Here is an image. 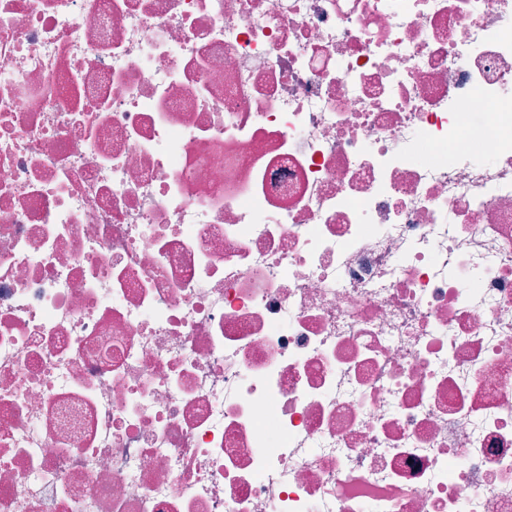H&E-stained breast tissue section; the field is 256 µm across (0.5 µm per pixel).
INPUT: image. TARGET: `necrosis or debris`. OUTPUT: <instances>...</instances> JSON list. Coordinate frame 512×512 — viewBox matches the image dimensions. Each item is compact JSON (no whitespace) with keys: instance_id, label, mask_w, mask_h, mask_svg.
I'll use <instances>...</instances> for the list:
<instances>
[{"instance_id":"1","label":"necrosis or debris","mask_w":512,"mask_h":512,"mask_svg":"<svg viewBox=\"0 0 512 512\" xmlns=\"http://www.w3.org/2000/svg\"><path fill=\"white\" fill-rule=\"evenodd\" d=\"M0 512H512V0H0Z\"/></svg>"}]
</instances>
